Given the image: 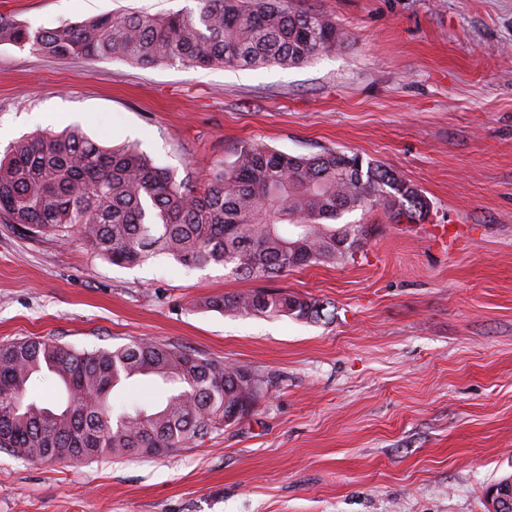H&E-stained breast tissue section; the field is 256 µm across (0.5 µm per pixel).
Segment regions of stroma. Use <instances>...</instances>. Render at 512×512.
I'll return each mask as SVG.
<instances>
[{
  "label": "stroma",
  "instance_id": "stroma-1",
  "mask_svg": "<svg viewBox=\"0 0 512 512\" xmlns=\"http://www.w3.org/2000/svg\"><path fill=\"white\" fill-rule=\"evenodd\" d=\"M350 34L289 68H142L0 45V153L81 128L197 187L240 148L340 150L430 204L417 224L344 214L355 259L271 281L323 316L230 317L197 299L259 288L223 266L121 267L78 239L0 223V344L150 338L268 376L238 424L167 456L47 463L0 451V512H489L512 476V0H296ZM196 0H0L53 27Z\"/></svg>",
  "mask_w": 512,
  "mask_h": 512
}]
</instances>
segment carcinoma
Wrapping results in <instances>:
<instances>
[{"instance_id":"1","label":"carcinoma","mask_w":512,"mask_h":512,"mask_svg":"<svg viewBox=\"0 0 512 512\" xmlns=\"http://www.w3.org/2000/svg\"><path fill=\"white\" fill-rule=\"evenodd\" d=\"M324 11L294 0H197L164 16L130 12L33 28L0 16V44L54 58L120 59L143 68H259L303 64L348 40ZM382 207L396 223L422 221L429 203L400 173L357 154L290 155L241 147L232 166L199 191L134 146L104 147L79 129L24 138L0 158V222L82 244L115 265L163 256L184 268L211 263L243 279H270L312 263L355 259L366 231L334 225ZM231 316L311 320L320 305L286 290L206 298ZM42 374L60 391L49 405L28 396ZM148 377L162 402L113 404L122 382ZM269 381L171 344L143 339L77 350L51 340L0 344V450L42 462L162 456L202 439L231 412L254 409Z\"/></svg>"}]
</instances>
